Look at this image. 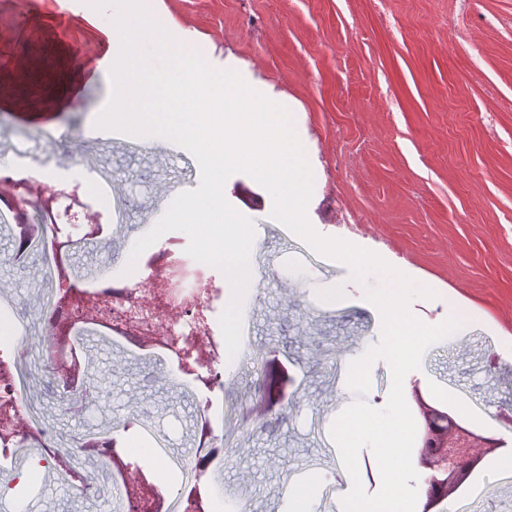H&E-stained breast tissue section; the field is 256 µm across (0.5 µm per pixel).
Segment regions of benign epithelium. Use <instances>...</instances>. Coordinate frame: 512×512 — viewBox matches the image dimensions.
Returning <instances> with one entry per match:
<instances>
[{"instance_id": "obj_1", "label": "benign epithelium", "mask_w": 512, "mask_h": 512, "mask_svg": "<svg viewBox=\"0 0 512 512\" xmlns=\"http://www.w3.org/2000/svg\"><path fill=\"white\" fill-rule=\"evenodd\" d=\"M71 236L59 242L62 256L58 259L57 277L62 297L67 300L76 289L75 280L70 275ZM166 280L156 279L149 275L134 289L143 292V304L126 312L124 320L138 328L140 336L137 341L141 346H175L181 342L185 347L180 351L181 368L188 374L196 375L204 380L201 368L211 358L209 345L200 336L186 335V328L192 325L183 321L189 311L177 305H169L165 315H160L154 306L152 284H164ZM73 315L88 322L112 324V306L92 302L77 307ZM51 350L50 359L54 360L57 376L69 383H78L87 388L85 364L79 348L73 345L68 336V324L57 325L54 332L46 336ZM412 396L417 406V417L421 423L420 448H418L417 464L423 470L422 483L427 486L426 501L422 512H433L436 506L455 493L467 480L470 473L481 462L483 456L500 447L501 441L486 437L475 430L460 424L447 412L427 401L422 392L420 382L412 385ZM23 423L21 410L16 401L0 408V436L8 437L19 432ZM110 472L123 476L130 486L131 502L141 506L148 512H163L165 497L162 489L150 481L140 467L131 469L123 454L112 450L106 460Z\"/></svg>"}]
</instances>
